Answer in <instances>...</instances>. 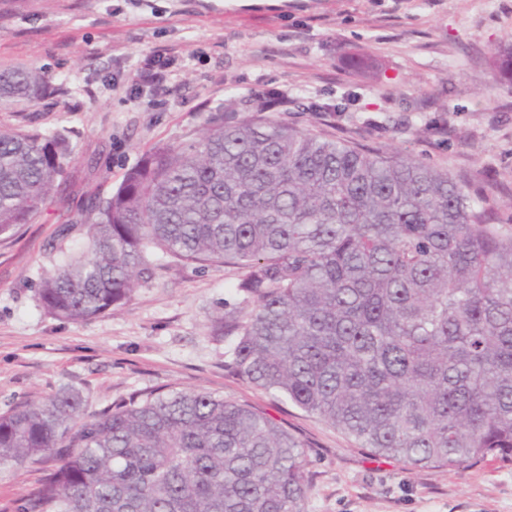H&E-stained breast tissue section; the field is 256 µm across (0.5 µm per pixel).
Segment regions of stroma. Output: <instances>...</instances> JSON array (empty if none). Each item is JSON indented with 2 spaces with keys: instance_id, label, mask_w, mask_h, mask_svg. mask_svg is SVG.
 I'll list each match as a JSON object with an SVG mask.
<instances>
[{
  "instance_id": "obj_1",
  "label": "stroma",
  "mask_w": 512,
  "mask_h": 512,
  "mask_svg": "<svg viewBox=\"0 0 512 512\" xmlns=\"http://www.w3.org/2000/svg\"><path fill=\"white\" fill-rule=\"evenodd\" d=\"M512 43V0H0V72L40 68L53 88L0 127L66 131L72 181L40 217L0 236V413L74 387L99 410L131 394L202 390L266 413L304 445L305 512H512V462L410 469L260 390L226 366L214 318L240 306L241 273L161 259L130 300L83 322L54 319L36 285L61 224L105 196L156 145L201 134L227 90L279 95L272 115L467 176L512 215V83L491 52ZM147 55L164 89H133ZM347 102V111L324 108ZM0 469V512L37 479Z\"/></svg>"
}]
</instances>
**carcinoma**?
Returning a JSON list of instances; mask_svg holds the SVG:
<instances>
[{
	"mask_svg": "<svg viewBox=\"0 0 512 512\" xmlns=\"http://www.w3.org/2000/svg\"><path fill=\"white\" fill-rule=\"evenodd\" d=\"M512 76V45L492 53ZM51 78L0 74V107ZM236 100L204 133L157 145L80 213L85 242L37 288L75 322L125 303L153 249L242 270L216 319L229 366L410 467L512 461V217L446 169L263 116ZM226 112H246L232 121ZM59 131L0 129V235L67 184ZM66 388L0 413V468L42 472L16 512H305L303 444L206 391L149 392L98 412Z\"/></svg>",
	"mask_w": 512,
	"mask_h": 512,
	"instance_id": "obj_1",
	"label": "carcinoma"
}]
</instances>
